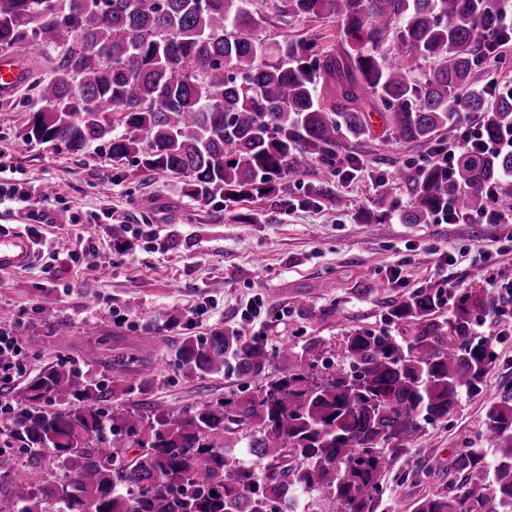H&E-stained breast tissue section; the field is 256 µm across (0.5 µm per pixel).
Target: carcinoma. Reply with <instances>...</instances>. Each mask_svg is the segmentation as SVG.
I'll return each instance as SVG.
<instances>
[{
    "instance_id": "cac0c4a2",
    "label": "carcinoma",
    "mask_w": 512,
    "mask_h": 512,
    "mask_svg": "<svg viewBox=\"0 0 512 512\" xmlns=\"http://www.w3.org/2000/svg\"><path fill=\"white\" fill-rule=\"evenodd\" d=\"M286 20L334 17L340 43L268 42L252 35L268 4ZM491 0H0V54L33 42L51 65L32 85L39 108L26 138L114 161L157 180H181L184 197L224 208L279 192L319 163L331 170L344 142L371 137L372 99L395 142L428 146L461 112L486 113L491 140L512 129V93L487 106L471 81L495 30ZM399 47L434 62L422 82L389 64ZM512 176V154H465L453 179L437 164L396 173L413 186L403 224H425L448 195L478 212L487 185ZM498 301L479 288H422L394 301L402 331L359 328L343 343L346 367L319 339L270 350L250 328L187 336L177 368L205 379L234 373L245 390L191 411L141 403L106 412L115 388L61 363L32 378L0 435L21 443L30 478L0 463V512H375L394 460L462 394H477L493 363L476 332ZM60 407L55 408L53 404ZM482 436L448 465V494L412 512H512V398L491 405ZM70 471L47 478L52 466ZM216 495H211V492Z\"/></svg>"
}]
</instances>
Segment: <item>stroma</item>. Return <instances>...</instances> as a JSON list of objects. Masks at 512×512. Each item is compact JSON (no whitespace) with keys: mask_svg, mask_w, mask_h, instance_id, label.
Returning <instances> with one entry per match:
<instances>
[{"mask_svg":"<svg viewBox=\"0 0 512 512\" xmlns=\"http://www.w3.org/2000/svg\"><path fill=\"white\" fill-rule=\"evenodd\" d=\"M255 32L271 41L316 40L336 45V19L307 16L283 23L274 13ZM28 72L0 103V182L22 179L33 207L0 209V228L41 233L37 254L26 267L0 270V327L24 349L23 367L0 383V399L16 404L29 380L64 362L83 377L126 384L138 380L135 359L147 347L157 375L144 398L160 411H185L231 396L241 388L227 372L200 380L174 364L171 345L184 334L204 338L217 329L241 325L247 302L261 299L263 316L251 323L253 335L268 345L288 339L296 345L320 338L339 358L349 330L385 327L392 300L421 288H481L492 292L512 279L511 224H403L397 215L415 195L395 181L398 169L420 164L430 148L391 141L381 130L348 142L340 155L359 157L366 167L345 184L307 167L287 181L277 197H255L225 211L222 202L199 205L183 197L175 179H131L127 163L90 148L76 154L64 145L25 139L34 102L31 82L47 76L48 61L33 46L14 51ZM390 178L391 194L380 202L376 175ZM53 183L56 201L41 189ZM322 185L312 202L309 187ZM154 199L151 210L143 197ZM99 249L96 265L71 262L82 239ZM486 250L474 263L476 249ZM400 279H392L393 269ZM55 301L44 317V295ZM192 316L190 330L170 326L169 315ZM478 331L494 335L496 362L484 389L464 395L448 418L429 425L423 452L400 456L382 480L377 512H409L425 492L448 490V464L464 448L482 446L481 425L488 406L512 396V316L482 318ZM99 355L85 366L87 349ZM133 364H117V357Z\"/></svg>","mask_w":512,"mask_h":512,"instance_id":"35a3bbf8","label":"stroma"}]
</instances>
